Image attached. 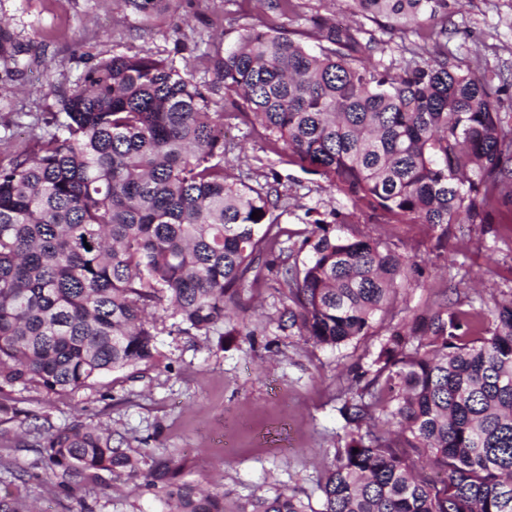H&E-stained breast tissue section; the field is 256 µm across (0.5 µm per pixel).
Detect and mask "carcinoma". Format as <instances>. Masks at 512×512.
<instances>
[{
	"label": "carcinoma",
	"instance_id": "cac0c4a2",
	"mask_svg": "<svg viewBox=\"0 0 512 512\" xmlns=\"http://www.w3.org/2000/svg\"><path fill=\"white\" fill-rule=\"evenodd\" d=\"M258 2L282 22L215 50L210 83L169 59L101 60L57 94L50 129L0 167V390L73 391L150 363L148 310L165 305L178 331L207 334L237 322L246 283L267 271L288 300V335L336 349L378 324L386 334L339 396L346 444L319 485L321 508L294 492L236 512H512V300L467 309L451 283L440 310L394 326L408 260L357 228L334 234V210L290 243L278 188L224 173V120L243 117L380 224L445 236L494 224L512 203L500 90L479 57L448 52V0H349L432 43L402 66L370 62L374 38L316 14L309 30L288 27L296 0ZM216 96L232 111L212 109ZM378 411L396 431L370 426ZM43 461L61 491L85 472L140 470L111 430L81 424L47 433ZM179 474L163 458L144 474L161 512H226L223 493Z\"/></svg>",
	"mask_w": 512,
	"mask_h": 512
}]
</instances>
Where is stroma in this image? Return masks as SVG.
<instances>
[{"mask_svg": "<svg viewBox=\"0 0 512 512\" xmlns=\"http://www.w3.org/2000/svg\"><path fill=\"white\" fill-rule=\"evenodd\" d=\"M299 3L301 15L335 18L382 40L384 61L400 60L414 45L412 34L349 15L344 0ZM268 21L255 0H164L143 12L115 0H0V162L31 147L57 92L98 61L121 53L167 58L207 83L215 49L235 46L245 28ZM448 49L464 60L481 52L504 103L512 102V0H469L453 10ZM230 139V180L253 185L278 175L280 222L290 233L308 231L307 210L352 212L327 182L272 151L262 129L236 120ZM353 214L365 233L417 264L398 300L400 319L438 310L452 272L464 274L469 298L512 299V205L499 206L493 230L465 224L447 239L427 224H378ZM243 297L245 319L261 325L253 341L178 332L161 310L155 363L63 394L35 385L1 390L0 403L21 415H0V495L11 494L18 512H159L141 475L100 471L78 478L71 492L56 489L32 428L80 423L111 427L114 445L138 457L142 470L152 458H173L181 481L223 492L229 510L294 489L319 503L325 470L344 445L338 397L377 339L330 350L284 334L277 319L287 301L268 277Z\"/></svg>", "mask_w": 512, "mask_h": 512, "instance_id": "1", "label": "stroma"}]
</instances>
